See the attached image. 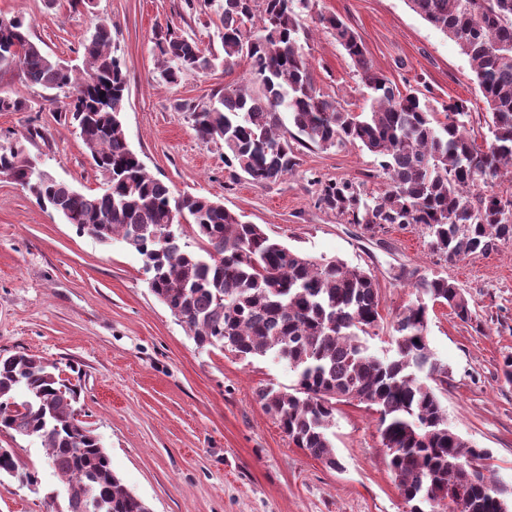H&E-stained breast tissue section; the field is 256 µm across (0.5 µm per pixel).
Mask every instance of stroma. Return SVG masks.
<instances>
[{"label": "stroma", "instance_id": "1", "mask_svg": "<svg viewBox=\"0 0 512 512\" xmlns=\"http://www.w3.org/2000/svg\"><path fill=\"white\" fill-rule=\"evenodd\" d=\"M224 0H0V15L23 16L30 38L72 66L97 23L112 24L113 55L125 67L127 141L147 171L178 193L206 196L261 225L316 260L340 259L370 271L383 320L369 344L391 355L392 322L415 298L414 278L441 275L462 288L471 318L445 306L429 312L427 341L448 379L437 394L450 427L489 452V473L512 486V243L489 255L447 262L432 253L422 226L391 225L369 235L318 202L319 184L348 180L372 195L385 180L361 145L296 146L284 179L254 185L224 164V143H201L189 105L213 90L245 84L246 62L159 81L158 30L173 28L221 52ZM334 15L361 37L367 58L399 88H428L442 109L469 101L468 126L490 136L471 63L458 45L413 12L407 0H310L300 10V43L317 90L359 112L369 91L321 16ZM0 95L21 96V112H0V149L24 139L42 167L84 192L107 179L65 122L64 94L28 85L19 69L0 71ZM37 354L81 375V418L101 440L112 469L150 512H406L386 465L375 415L341 403L334 428L338 467L295 447L257 393L286 388L292 371L272 357L242 360L199 348L152 294L142 257L118 239L102 243L43 208L21 185L0 177V353ZM23 473L0 478V512H64L51 500L60 480L39 441L0 434Z\"/></svg>", "mask_w": 512, "mask_h": 512}]
</instances>
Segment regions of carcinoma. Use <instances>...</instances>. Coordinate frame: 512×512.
I'll return each mask as SVG.
<instances>
[{
	"instance_id": "carcinoma-1",
	"label": "carcinoma",
	"mask_w": 512,
	"mask_h": 512,
	"mask_svg": "<svg viewBox=\"0 0 512 512\" xmlns=\"http://www.w3.org/2000/svg\"><path fill=\"white\" fill-rule=\"evenodd\" d=\"M412 11L459 46L471 61L490 118L479 144L467 129V101L434 111L420 91H401L374 71L361 38L334 15V30L363 83L367 112H353L317 91L298 44L296 8L309 0H224V55L166 30L156 38L160 80L218 65L250 66L248 87H226L190 108L197 138L224 142V165L257 186L281 180L295 165L291 142L323 150L361 144L378 160L386 189L369 197L351 181L321 183L318 201L350 224L374 233L419 224L433 253L447 260L487 255L512 242V190L500 188L512 168V0H407ZM102 22L82 43L77 72L30 39L21 16H0V70L16 66L26 82L68 90L70 117L96 168L101 192H81L45 179L27 164L22 143L0 152V176L26 187L42 206L66 210V221L101 242L115 238L138 253L149 287L200 347L248 359L273 355L295 381L258 397L296 447L330 467L336 404L358 403L377 414L387 466L408 512H512V496L485 474L489 453L448 425L436 387L448 377L427 342L429 305L447 306L463 322L470 301L444 277H422L416 300L396 315L394 354L368 345L383 317L373 275L340 259L317 261L270 237L218 200L177 194L151 176L129 147L122 114L128 87ZM174 235H149L158 225ZM192 235L198 249L183 241ZM26 397L16 398L18 390ZM81 386L56 363L18 352L0 356V433L36 438L61 481L51 497L65 512H148L112 471L89 426L76 418ZM13 450L0 453V476L18 472ZM448 499L433 505L437 496Z\"/></svg>"
}]
</instances>
